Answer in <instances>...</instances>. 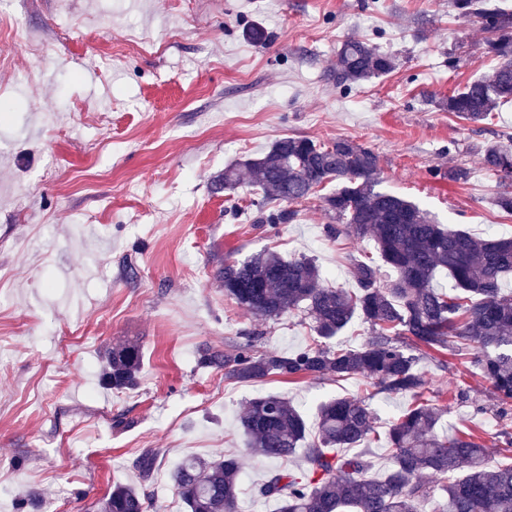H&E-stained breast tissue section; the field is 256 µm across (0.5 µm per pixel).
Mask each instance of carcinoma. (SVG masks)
I'll use <instances>...</instances> for the list:
<instances>
[{
  "mask_svg": "<svg viewBox=\"0 0 512 512\" xmlns=\"http://www.w3.org/2000/svg\"><path fill=\"white\" fill-rule=\"evenodd\" d=\"M458 16L476 22L486 52L498 59L488 76L436 101L439 109L479 123L512 103V10L498 0H452ZM394 58L358 38L337 52L336 85L349 87L390 73ZM485 169L512 181V136L477 147ZM246 174L261 197L258 223L271 229L295 220L300 203L317 189L333 220L327 233H349L373 241L393 275L378 281L377 267L353 262L354 288L321 285V272L306 257L285 259L259 251L224 263V291L259 318L303 311L311 318L312 342L288 354L258 353L246 344L233 352L208 348L201 364L224 369L228 378L258 381L272 376L327 378L361 376L390 394L421 397L428 380L420 363L429 351L451 350L464 357L490 385L505 437L499 453L512 454V237L477 238L450 230L416 203L379 189L378 157L347 138L321 143L283 137L262 156L224 168L221 186L233 193ZM452 281L435 285L439 275ZM367 326L356 348L332 340L352 321ZM142 352L135 340L113 345L104 355L102 382L115 390L138 385ZM448 409L420 401L388 430L390 466L373 475L369 443L377 436L365 398H333L319 405L317 434L308 439L305 415L286 399L263 395L250 400L240 417L248 447L276 464L254 487L259 500L280 502L279 512H419L431 494L420 480L427 472L445 481L448 501L439 512H512V463L490 460L472 432H439ZM304 449L305 468L279 463ZM159 457L145 448L133 467L140 483L116 484L97 504L98 512H147L145 486ZM241 463L235 456H190L172 472V484L187 512H239Z\"/></svg>",
  "mask_w": 512,
  "mask_h": 512,
  "instance_id": "obj_1",
  "label": "carcinoma"
}]
</instances>
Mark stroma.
I'll use <instances>...</instances> for the list:
<instances>
[{"label":"stroma","mask_w":512,"mask_h":512,"mask_svg":"<svg viewBox=\"0 0 512 512\" xmlns=\"http://www.w3.org/2000/svg\"><path fill=\"white\" fill-rule=\"evenodd\" d=\"M252 25L270 41L247 40ZM350 37L393 54L394 71L337 87L328 75ZM483 38L451 0H0V512H97L113 483H137L146 448L159 451L149 512H186L170 473L188 456H239L251 500L269 465L238 419L260 395L311 425L322 401L365 395L387 427L410 397L368 394L358 377L236 381L199 367L206 348L290 352L312 334L303 314L239 307L225 259L303 255L323 285L351 288L349 255L375 254L327 234L319 196L272 232L254 221L249 182L232 197L219 183L281 137L351 138L377 154L382 190L474 236H512L475 150L512 133V104L483 123L433 105L492 73ZM454 164L466 183L444 178ZM126 338L143 365L136 388L115 391L102 356ZM422 368L450 407L445 431L476 427L497 454L487 384L451 355ZM460 381L467 397L449 404Z\"/></svg>","instance_id":"obj_1"}]
</instances>
